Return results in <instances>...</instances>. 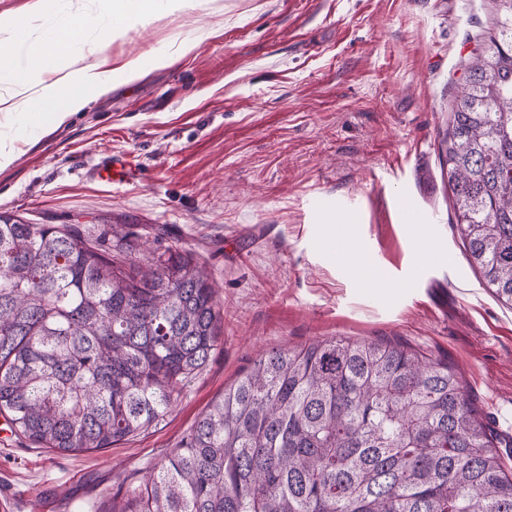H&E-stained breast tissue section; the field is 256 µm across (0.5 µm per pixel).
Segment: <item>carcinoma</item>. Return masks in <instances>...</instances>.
Returning a JSON list of instances; mask_svg holds the SVG:
<instances>
[{
  "label": "carcinoma",
  "mask_w": 512,
  "mask_h": 512,
  "mask_svg": "<svg viewBox=\"0 0 512 512\" xmlns=\"http://www.w3.org/2000/svg\"><path fill=\"white\" fill-rule=\"evenodd\" d=\"M444 137L454 227L512 305V0ZM206 267L133 231L0 213V414L62 452L160 425L221 340ZM112 512H512V472L448 363L391 342L275 349Z\"/></svg>",
  "instance_id": "obj_1"
}]
</instances>
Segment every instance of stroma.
<instances>
[{"instance_id": "1", "label": "stroma", "mask_w": 512, "mask_h": 512, "mask_svg": "<svg viewBox=\"0 0 512 512\" xmlns=\"http://www.w3.org/2000/svg\"><path fill=\"white\" fill-rule=\"evenodd\" d=\"M494 16L495 0H189L111 29L110 66L149 52L173 63L18 143L0 212L193 250L223 335L165 422L112 447L58 453L0 415V512H107L254 360L334 338L446 360L512 469V307L453 229L441 146ZM115 156L136 162L135 180L98 178ZM328 219L346 237L328 238ZM356 260L386 287H365Z\"/></svg>"}]
</instances>
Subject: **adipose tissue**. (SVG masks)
Masks as SVG:
<instances>
[{"instance_id": "obj_1", "label": "adipose tissue", "mask_w": 512, "mask_h": 512, "mask_svg": "<svg viewBox=\"0 0 512 512\" xmlns=\"http://www.w3.org/2000/svg\"><path fill=\"white\" fill-rule=\"evenodd\" d=\"M185 5L186 0H114L108 15L88 12L83 24L100 28L105 21L118 20L132 28L158 10L172 13ZM31 23L28 17H0V34L10 46L0 59V82L11 87L10 94H0V123L9 128L37 130L36 120L44 115L53 125H62L90 98L110 92L114 73L132 80L171 63L166 55L150 53L116 71L100 57L105 38L77 41L60 31L32 46L24 39Z\"/></svg>"}]
</instances>
